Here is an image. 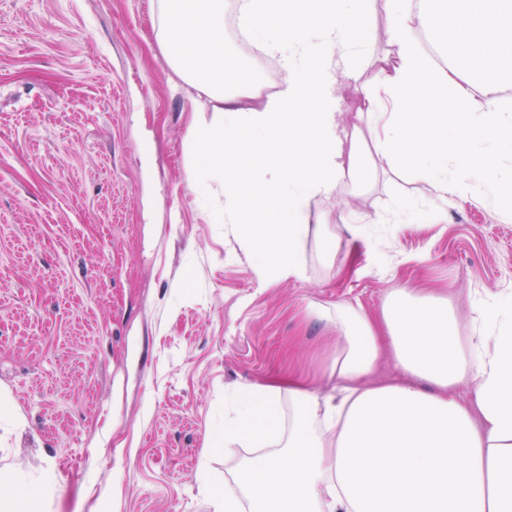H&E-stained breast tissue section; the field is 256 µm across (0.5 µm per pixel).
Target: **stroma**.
Masks as SVG:
<instances>
[{
  "label": "stroma",
  "instance_id": "stroma-1",
  "mask_svg": "<svg viewBox=\"0 0 512 512\" xmlns=\"http://www.w3.org/2000/svg\"><path fill=\"white\" fill-rule=\"evenodd\" d=\"M156 0H0V502L8 512H215L251 451L225 452L224 394L325 392L351 304L512 291V219L379 175L356 240L310 205L304 281H259L189 173L200 120L157 42ZM405 197L416 207L392 209Z\"/></svg>",
  "mask_w": 512,
  "mask_h": 512
}]
</instances>
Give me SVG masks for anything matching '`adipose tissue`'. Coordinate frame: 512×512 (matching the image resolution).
<instances>
[{"instance_id": "1", "label": "adipose tissue", "mask_w": 512, "mask_h": 512, "mask_svg": "<svg viewBox=\"0 0 512 512\" xmlns=\"http://www.w3.org/2000/svg\"><path fill=\"white\" fill-rule=\"evenodd\" d=\"M390 26L364 97L346 114L340 79L359 81L376 6ZM226 0H158L170 68L210 121L190 130L192 170L219 175L208 208L251 253L260 280H302L312 201L376 171L426 181L434 198L492 202L512 217V0H235L256 58H227ZM453 56L440 64L420 34ZM280 76L261 83L262 61ZM468 346L447 303L393 292L379 318L336 308L342 343L317 393L250 385L229 396L224 445L255 449L220 493L223 512H512V293L479 295ZM406 380L373 381L383 356ZM467 383L469 399L453 392Z\"/></svg>"}]
</instances>
